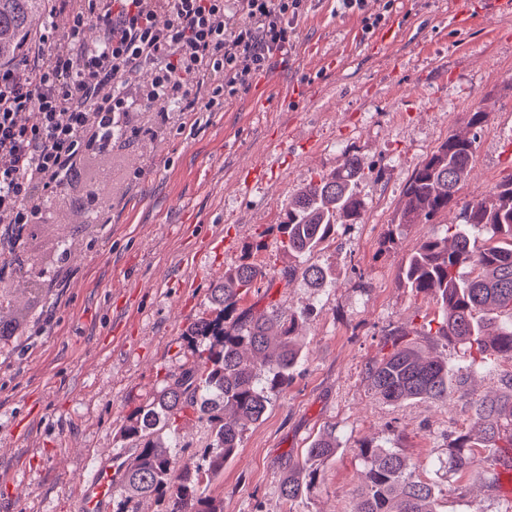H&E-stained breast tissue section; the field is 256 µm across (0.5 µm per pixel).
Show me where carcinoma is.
<instances>
[{
  "instance_id": "obj_1",
  "label": "carcinoma",
  "mask_w": 512,
  "mask_h": 512,
  "mask_svg": "<svg viewBox=\"0 0 512 512\" xmlns=\"http://www.w3.org/2000/svg\"><path fill=\"white\" fill-rule=\"evenodd\" d=\"M49 17L47 0H0V64L21 61L23 45ZM477 150V134H451L409 178L396 224H429L458 205V186L469 174ZM366 178L359 158L304 186L288 201L280 224L284 247L292 256H309L333 239L336 227L360 222L366 208L359 191ZM463 224H448L444 235L426 237L407 257L403 275L416 292L433 295L442 311L439 326L428 335L465 345L473 361L490 368L512 361V176L500 182L489 201L461 206ZM488 226L507 242L500 246L470 234L467 226ZM472 268L458 275L460 266ZM267 275L250 257L224 271L208 289L211 315L200 317L183 333L192 361L161 390L133 409L121 429L129 463L121 477L115 512H140V502L153 498L163 512H222L205 493L203 482L224 472V460L237 454L243 431L265 415L269 396L288 388L302 358L296 334L298 316L270 303L254 314L239 302ZM282 278L302 279L317 290L332 282L329 270L314 263L288 266ZM395 330L389 351L367 367L371 389L381 399L400 404L415 399L446 401L458 386L448 364L425 358ZM505 391L473 402L479 442L488 449L512 448V374ZM207 422L211 442L201 460L188 462L172 452L176 421L186 413ZM471 436L459 434L448 444V457L434 466L453 475L468 473L474 463ZM339 452L336 437L317 436L303 459L283 472L281 496L297 497L310 488L317 465ZM364 466L354 488L356 512H437L435 486L416 474L417 465L386 448L360 449Z\"/></svg>"
}]
</instances>
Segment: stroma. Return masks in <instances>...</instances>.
<instances>
[{"instance_id": "35a3bbf8", "label": "stroma", "mask_w": 512, "mask_h": 512, "mask_svg": "<svg viewBox=\"0 0 512 512\" xmlns=\"http://www.w3.org/2000/svg\"><path fill=\"white\" fill-rule=\"evenodd\" d=\"M487 7L468 0L459 14L454 0H394L387 24L399 37L386 45L362 34L377 0L361 13L307 0L287 50L209 111L144 100L149 71L114 79L139 100L121 138L92 155L82 186L50 204L35 243L0 251L16 297L0 322L26 323L24 335L0 340V512H76L80 476L124 450L129 412L190 361L184 330L208 312L212 280L255 240L265 247L252 259L268 277L240 306L256 312L271 301L300 314L303 359L208 485L224 512H354L364 443L415 462L436 487L438 512H499L512 499L488 449H476L469 476L429 466L447 457L449 436L476 433L472 401L499 394L512 361L488 371L456 341L427 343L440 307L402 278L424 237L460 223V204L490 198L512 175V7L490 18ZM479 110L488 120L458 206L429 224L395 226L413 171L448 135L468 133ZM351 154L367 174V210L310 257L334 272L331 285L317 292L282 280L292 262L280 233L289 199ZM86 185L108 198V223L75 208ZM399 327L463 379L450 402L373 396L366 367ZM325 432L339 454L321 464L310 491L284 500L286 463Z\"/></svg>"}]
</instances>
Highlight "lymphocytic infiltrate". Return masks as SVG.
<instances>
[{
  "instance_id": "1",
  "label": "lymphocytic infiltrate",
  "mask_w": 512,
  "mask_h": 512,
  "mask_svg": "<svg viewBox=\"0 0 512 512\" xmlns=\"http://www.w3.org/2000/svg\"><path fill=\"white\" fill-rule=\"evenodd\" d=\"M303 2L105 0L95 18L75 16L67 54H46L52 30L44 28L19 66L0 67V227L21 237L38 224L45 201L76 176L90 142L130 112L113 75L152 67L149 97L173 99L190 112L192 87L220 72L224 81L211 86L206 106H221L288 47ZM159 9L171 17L162 28ZM230 9L247 17L231 33L224 28ZM91 21L98 27L92 43L83 37ZM32 108L37 120L29 123L22 114Z\"/></svg>"
}]
</instances>
